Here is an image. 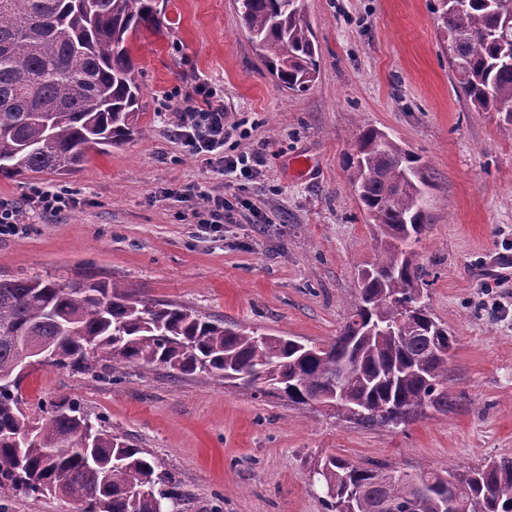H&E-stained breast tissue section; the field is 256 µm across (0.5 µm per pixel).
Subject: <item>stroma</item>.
Listing matches in <instances>:
<instances>
[{
    "mask_svg": "<svg viewBox=\"0 0 512 512\" xmlns=\"http://www.w3.org/2000/svg\"><path fill=\"white\" fill-rule=\"evenodd\" d=\"M434 4L305 0L320 75L293 93L263 74L234 0H156L161 33L142 30L132 47L144 93L133 141L90 152L70 176L0 178L2 198L20 202L41 186L78 201L0 237V279L113 281L144 301L328 341L374 258L373 229L344 167L357 126L371 124L436 174L416 250L432 311L457 338L448 410L369 430L220 378L163 367L116 373L108 361L90 371L28 368L24 410L38 416L50 403L78 402L171 475L179 512H326L310 474L328 454L402 473L512 456V274L486 273L491 256L512 254V138L497 113L476 111L462 92ZM204 82L224 99L225 153L260 156V181L225 183L174 139L177 103ZM200 188L252 206L211 237L174 198Z\"/></svg>",
    "mask_w": 512,
    "mask_h": 512,
    "instance_id": "35a3bbf8",
    "label": "stroma"
}]
</instances>
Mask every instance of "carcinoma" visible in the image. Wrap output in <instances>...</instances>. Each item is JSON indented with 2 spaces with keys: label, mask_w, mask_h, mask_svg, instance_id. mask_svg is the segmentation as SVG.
Listing matches in <instances>:
<instances>
[{
  "label": "carcinoma",
  "mask_w": 512,
  "mask_h": 512,
  "mask_svg": "<svg viewBox=\"0 0 512 512\" xmlns=\"http://www.w3.org/2000/svg\"><path fill=\"white\" fill-rule=\"evenodd\" d=\"M155 0H0V177L77 173L88 150L108 153L133 139L142 110L139 67L129 42L163 22ZM448 62L471 104L502 115L512 137V0H437ZM241 27L268 75L303 93L319 75L318 47L304 0H236ZM350 186L376 228L375 259L359 273L358 298L336 336L313 346L146 302L113 282L61 284L0 279V498L59 495L81 512H176L167 477L146 451L96 425L79 404L59 401L49 415L21 411L19 366L34 339L53 364L88 369L165 367L284 396L297 405L334 400L351 423L396 429L426 410L448 409V360L457 338L432 316L414 245L428 226L433 175L385 131L362 126L346 160ZM34 428L18 445L16 430ZM331 490L326 512H512V456L473 467L420 468L317 459Z\"/></svg>",
  "instance_id": "carcinoma-1"
}]
</instances>
